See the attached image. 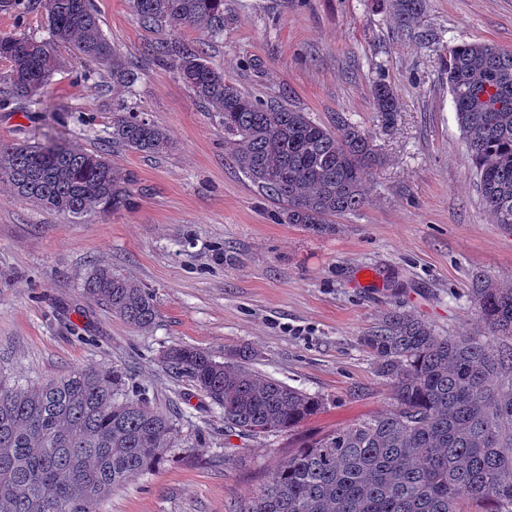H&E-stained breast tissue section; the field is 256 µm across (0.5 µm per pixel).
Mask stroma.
<instances>
[{
    "label": "stroma",
    "instance_id": "stroma-1",
    "mask_svg": "<svg viewBox=\"0 0 512 512\" xmlns=\"http://www.w3.org/2000/svg\"><path fill=\"white\" fill-rule=\"evenodd\" d=\"M104 34L139 79L131 90L67 64L26 111L0 110V141L101 147L125 103L165 128L161 157L117 150L132 204L76 220L0 185V376L41 382L75 367L118 369L151 407L170 413L174 448L115 490L100 512H239L267 474L316 437L391 410L388 380L361 341L394 311L443 336L483 330L476 276L512 283V232L494 224L457 123L439 58L460 43L512 50V0H426L401 23L392 0H226L223 35L145 26L129 0H93ZM201 48L227 79L335 128L369 131L381 162L358 211L316 235L279 221L228 158L224 127L153 47ZM384 80L399 109L382 122L372 88ZM111 265L152 293L147 329L87 302L82 282ZM215 356L247 347L251 369L324 398L295 431L244 437L222 410L161 362L167 347Z\"/></svg>",
    "mask_w": 512,
    "mask_h": 512
}]
</instances>
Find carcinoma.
I'll return each instance as SVG.
<instances>
[{"label": "carcinoma", "instance_id": "obj_1", "mask_svg": "<svg viewBox=\"0 0 512 512\" xmlns=\"http://www.w3.org/2000/svg\"><path fill=\"white\" fill-rule=\"evenodd\" d=\"M48 37L0 35V110L17 112L48 88L61 67L58 47L129 89L138 80L104 35L92 0H42ZM140 21L224 33V0H129ZM425 0H393L411 23ZM172 61L193 97L217 114L233 164L281 204L278 219L323 234L331 218L366 202L365 183L380 156L369 132L336 128L277 101H263L224 78L205 51L155 48ZM460 130L473 157L492 221L512 231V50L462 43L440 57ZM373 102L382 121L398 110L378 80ZM108 142L116 149L163 155L173 141L145 113L112 110ZM0 182L46 210L74 218L130 204L129 175L108 153L50 143L0 142ZM85 298L146 329L153 296L131 278L97 263ZM473 305L485 330L437 336L420 318L389 315L363 344L390 380L395 408L331 431L276 466L239 512H512V285L478 280ZM248 348L218 361L174 345L162 355L224 412L241 434L286 433L323 408V400L248 367ZM174 421L130 389L123 372L72 369L24 388L0 378V512H99L115 487L162 462Z\"/></svg>", "mask_w": 512, "mask_h": 512}]
</instances>
